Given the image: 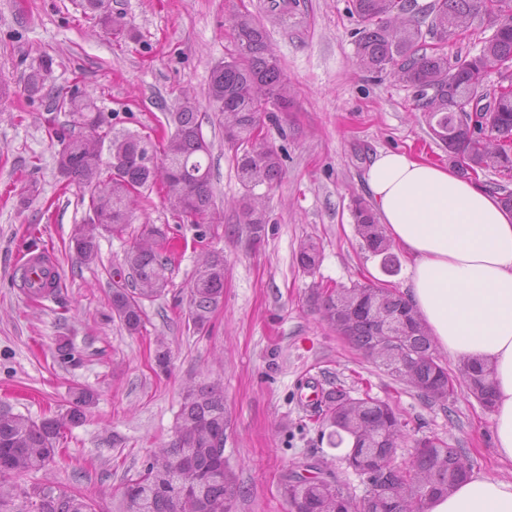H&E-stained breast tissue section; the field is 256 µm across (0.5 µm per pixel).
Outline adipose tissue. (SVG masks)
Segmentation results:
<instances>
[{
    "label": "adipose tissue",
    "instance_id": "1",
    "mask_svg": "<svg viewBox=\"0 0 512 512\" xmlns=\"http://www.w3.org/2000/svg\"><path fill=\"white\" fill-rule=\"evenodd\" d=\"M366 182L391 245L410 259L406 297L452 361L492 373L494 455L512 465V211L452 167L382 150ZM425 512H512V478L473 474Z\"/></svg>",
    "mask_w": 512,
    "mask_h": 512
}]
</instances>
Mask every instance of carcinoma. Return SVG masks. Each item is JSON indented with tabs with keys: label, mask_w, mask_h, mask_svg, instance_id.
Instances as JSON below:
<instances>
[{
	"label": "carcinoma",
	"mask_w": 512,
	"mask_h": 512,
	"mask_svg": "<svg viewBox=\"0 0 512 512\" xmlns=\"http://www.w3.org/2000/svg\"><path fill=\"white\" fill-rule=\"evenodd\" d=\"M85 14L104 33L133 40L124 17L112 14L107 0H82ZM416 10L415 0H350L357 18L356 64L369 71H390L414 89L416 109L427 113L432 134L448 150V158L467 177L492 169L512 180V0H434L417 20L399 18ZM483 13L496 21V31L474 56L448 62L441 44L462 27L464 20ZM234 49L212 68L208 100L224 113V141L234 152L246 193L238 204L240 223L225 227L230 236L246 234L251 244L265 235L266 214L254 189L272 187L283 173L277 150L254 140L262 115L285 112L292 94L278 60L269 47L264 25L251 11L233 22ZM52 59L47 57L23 79L27 99L48 100V110L70 117V124L48 129L61 144L57 165L62 178L89 193V212L74 227L71 243L77 257L93 263L104 234L120 233L137 204L135 193L166 183L170 208L183 219L201 224L213 219L211 144L199 128L198 106L186 97L172 113L175 131L163 140L159 155L148 154L141 141L127 135L112 141L110 160H102L101 127L96 104L75 87L55 95L45 93ZM497 72L496 89L484 79ZM486 101L485 127L470 126L467 107ZM143 162H136V158ZM352 216L363 246L381 257L383 271L394 272L396 258L382 225L372 210L355 202ZM164 230L146 225L140 241L126 257L128 273L112 281V317L131 335L144 328L143 300L160 295L168 284L171 258L162 253ZM317 243L300 244L296 261L312 272L319 262ZM187 323L200 332L224 298V255L210 253L198 269L189 291ZM310 300L328 326L394 380L418 391L430 403L446 404L462 385L486 411H493L490 374L482 366H460L452 375L439 363L425 324L403 295L381 280L316 289ZM95 401L88 389L72 393L64 411L40 421L0 404V512H10L23 495L33 512H93L92 500L77 491L56 486L46 496L40 485L18 490L10 479L47 468L65 430L80 423ZM331 428L332 447H345L342 460L360 476L365 494L357 499L337 480L301 482L284 477L280 493L287 512H416L436 495L450 491L471 474L465 449L451 448L435 437L416 441L408 468L387 469L384 461L397 451L405 423L387 402L364 393L354 398L341 383L322 390L316 403ZM227 417L224 391L216 383L189 388L181 404L175 439L153 452L141 471L127 479L125 512H232L241 493L236 472L216 454L224 445Z\"/></svg>",
	"instance_id": "carcinoma-1"
}]
</instances>
